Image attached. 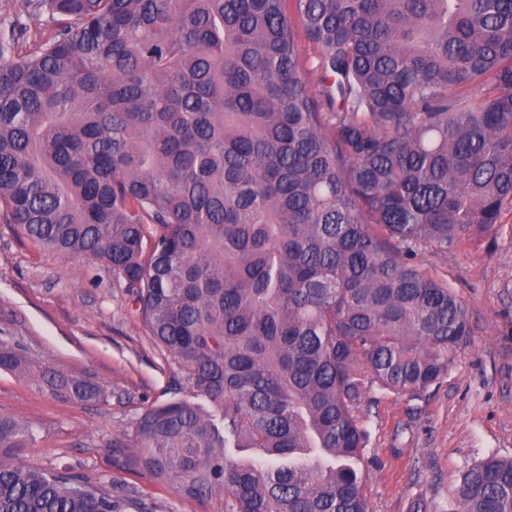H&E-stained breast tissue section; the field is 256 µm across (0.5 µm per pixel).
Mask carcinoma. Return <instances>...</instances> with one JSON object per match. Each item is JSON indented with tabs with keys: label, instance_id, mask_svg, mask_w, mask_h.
<instances>
[{
	"label": "carcinoma",
	"instance_id": "cac0c4a2",
	"mask_svg": "<svg viewBox=\"0 0 512 512\" xmlns=\"http://www.w3.org/2000/svg\"><path fill=\"white\" fill-rule=\"evenodd\" d=\"M285 2L25 0L48 30L0 36V221L111 268L181 372L129 468L222 486L228 512H372L361 407L419 398L472 333L424 255L512 213V0ZM0 368L108 398L16 348ZM31 436L0 416V512H129L28 463ZM448 512H512V458Z\"/></svg>",
	"mask_w": 512,
	"mask_h": 512
}]
</instances>
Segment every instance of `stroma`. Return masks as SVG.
<instances>
[{
  "instance_id": "stroma-1",
  "label": "stroma",
  "mask_w": 512,
  "mask_h": 512,
  "mask_svg": "<svg viewBox=\"0 0 512 512\" xmlns=\"http://www.w3.org/2000/svg\"><path fill=\"white\" fill-rule=\"evenodd\" d=\"M462 300L472 336L447 376L412 399L377 395L364 407L363 464L373 512H448L459 476L487 455L512 457V215L477 248L427 257ZM33 365L85 374L104 403L74 404L0 370V414L34 429L25 452L36 466L72 473L130 499L132 512H227L223 490L189 495L181 482L124 468L143 410L172 398L181 375L154 345L111 269L35 247L0 223V343Z\"/></svg>"
}]
</instances>
